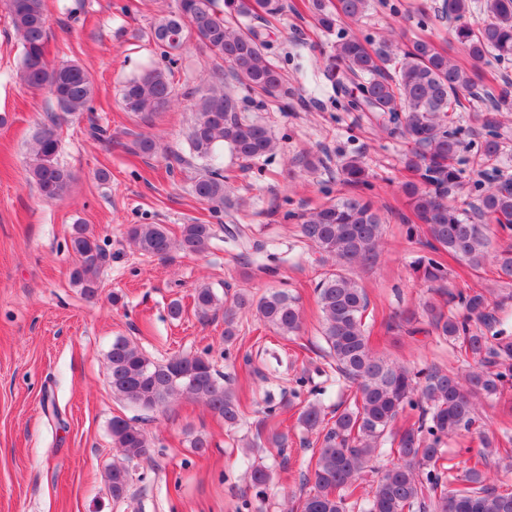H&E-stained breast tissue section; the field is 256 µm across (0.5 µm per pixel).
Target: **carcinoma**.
<instances>
[{"mask_svg": "<svg viewBox=\"0 0 512 512\" xmlns=\"http://www.w3.org/2000/svg\"><path fill=\"white\" fill-rule=\"evenodd\" d=\"M13 30L23 47L19 79L27 87L44 91L55 100L64 116L93 111L94 84L79 64H55L46 56L50 24L46 0H4ZM319 25L332 30L337 18H362L370 0H336V12L322 0L314 4ZM470 0H442L441 14L459 22L454 29L471 60L488 54L512 58V0H485L489 20L475 25L463 21ZM282 0H177L175 10L157 18L151 38L162 55L173 60L183 49L187 35L224 60L227 68L221 86H211L195 102L196 118L187 143L189 156L168 155V169H183L193 158L208 166L193 178L192 193L221 224L225 237L244 250L252 249L248 226L225 224L224 203L229 184L215 163L224 150L246 164L272 155L277 142L262 123L240 114L233 86L257 89L268 97H288L281 70L266 52L267 41L244 20L262 11L276 15ZM329 77L336 99L355 112L376 114L391 134L411 144L405 157L415 180L402 187L406 206L425 225L424 252L412 265L416 281L427 288L446 290L448 312L430 302L422 313H406L397 328L414 336L433 328L437 335L459 349L464 366L448 370L436 365L410 367L378 356L366 336L364 315L369 301L365 290L344 268L375 262L384 236L385 220L374 202L365 198L368 172L355 155L340 165L342 181L351 192L314 211L292 215L299 221L302 242L332 262L336 269L316 284L321 318V338L327 361L317 372L326 379L354 389L340 412L326 418L315 402L305 404L298 423L317 435L319 448L308 464L303 481L310 485L300 499L299 512H347V499L358 480L369 471L376 474L374 490L363 500L364 512H512V492L500 489L487 470L463 467L454 477V466H445V446L450 437L477 433L482 445L483 466L499 454L500 442L485 431L480 408L512 389V336H504L497 312L512 301V293L492 301L482 289L450 288L448 256L472 269L487 261L497 266L502 282L512 283V246L496 248L491 233L512 236V180L495 179L478 184L471 213L450 197L459 185V156L466 144L459 129L448 126V113L464 107L463 99L477 84L474 69L448 58L432 42L418 39L405 43L393 38L375 46L356 36L336 41ZM122 101L129 112L152 119L169 108L172 89L167 70L153 68L128 80ZM58 117L33 135L28 174L45 200L66 196L73 174L57 160ZM478 165L500 153L495 121L484 123ZM216 236L213 224H184L173 235L162 224H133L127 230L130 244L147 258L168 259L180 251L202 254ZM68 248L74 256L72 284L86 299L101 290V270L109 254L98 236L85 224L72 227ZM197 314L206 318L216 311L219 299L202 285L194 296ZM248 309L259 321L282 336L301 329L298 300L284 289H271L259 298L238 293L224 310V344L236 337V311ZM112 393L143 410L154 411L169 400L184 396L200 401L229 428L242 421L235 389L215 369L207 351L174 356L164 362L151 360L126 337L112 341L107 354ZM112 446L127 462L143 458L151 442L145 431L122 417L112 418ZM396 455L377 468L374 461ZM129 468L112 464L106 474L115 501L127 496Z\"/></svg>", "mask_w": 512, "mask_h": 512, "instance_id": "cac0c4a2", "label": "carcinoma"}]
</instances>
